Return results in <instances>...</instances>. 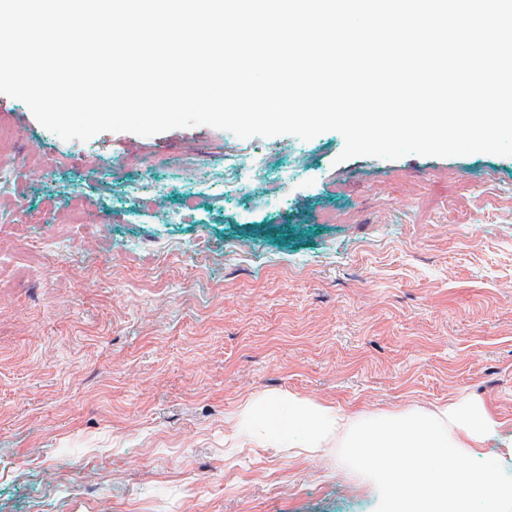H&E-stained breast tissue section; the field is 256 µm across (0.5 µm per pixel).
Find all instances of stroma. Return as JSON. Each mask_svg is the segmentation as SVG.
Returning a JSON list of instances; mask_svg holds the SVG:
<instances>
[{"label":"stroma","mask_w":512,"mask_h":512,"mask_svg":"<svg viewBox=\"0 0 512 512\" xmlns=\"http://www.w3.org/2000/svg\"><path fill=\"white\" fill-rule=\"evenodd\" d=\"M223 130L64 140L0 94V512H378L339 449L234 447L292 392L387 413L468 392L512 435V156L340 160ZM151 162L146 206L125 190ZM280 173L279 195L264 186ZM255 170L252 161L242 153L224 152V170L220 180L226 188L239 187L249 182Z\"/></svg>","instance_id":"1"}]
</instances>
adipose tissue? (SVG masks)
Returning a JSON list of instances; mask_svg holds the SVG:
<instances>
[{
    "label": "adipose tissue",
    "mask_w": 512,
    "mask_h": 512,
    "mask_svg": "<svg viewBox=\"0 0 512 512\" xmlns=\"http://www.w3.org/2000/svg\"><path fill=\"white\" fill-rule=\"evenodd\" d=\"M502 426L467 393L430 410L348 411L294 395L254 397L239 408L232 438L259 448L314 456L343 448L350 464L377 489L380 512H512V440L480 463L452 467L449 457L476 455Z\"/></svg>",
    "instance_id": "ef3b65f1"
}]
</instances>
